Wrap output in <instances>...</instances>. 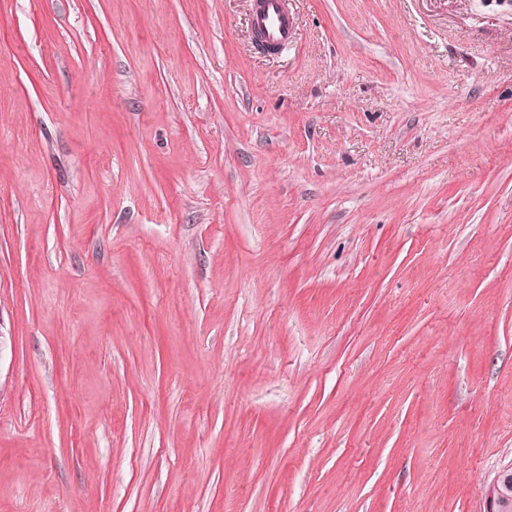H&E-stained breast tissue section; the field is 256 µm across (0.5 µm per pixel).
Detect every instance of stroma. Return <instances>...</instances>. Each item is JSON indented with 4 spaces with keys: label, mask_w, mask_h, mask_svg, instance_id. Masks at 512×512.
Masks as SVG:
<instances>
[{
    "label": "stroma",
    "mask_w": 512,
    "mask_h": 512,
    "mask_svg": "<svg viewBox=\"0 0 512 512\" xmlns=\"http://www.w3.org/2000/svg\"><path fill=\"white\" fill-rule=\"evenodd\" d=\"M0 0V512H484L512 465V0ZM252 24L263 29L265 42L274 51L287 46L295 33L288 0H264L261 12L253 14ZM512 467L504 468L500 471L492 480L491 483L487 484L482 492V496L485 502L486 510L485 512H505L501 506L503 505V500L506 499L505 495L498 488V481L500 476L507 471L511 472ZM496 490V491H495Z\"/></svg>",
    "instance_id": "1"
}]
</instances>
